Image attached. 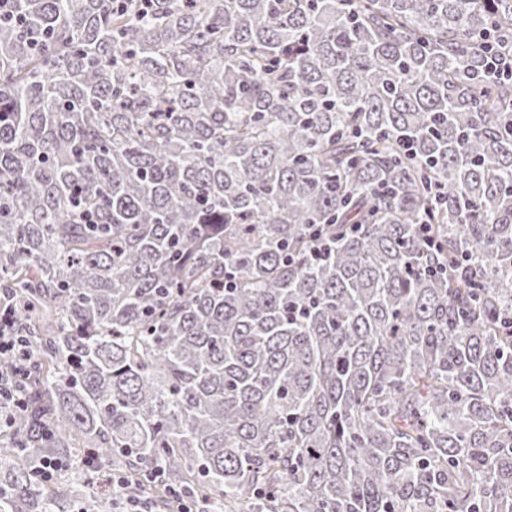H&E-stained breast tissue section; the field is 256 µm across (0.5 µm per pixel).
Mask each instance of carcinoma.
<instances>
[{
	"label": "carcinoma",
	"instance_id": "1",
	"mask_svg": "<svg viewBox=\"0 0 512 512\" xmlns=\"http://www.w3.org/2000/svg\"><path fill=\"white\" fill-rule=\"evenodd\" d=\"M496 20L512 0L0 8V293L28 354L0 374L29 371L0 512H174L157 470L202 512H512ZM462 253L466 281L430 272ZM73 448L120 494L41 478ZM486 31L482 56L485 61V77L490 80H512V48L509 53L504 49L505 46L502 45L500 38H494L491 31Z\"/></svg>",
	"mask_w": 512,
	"mask_h": 512
}]
</instances>
